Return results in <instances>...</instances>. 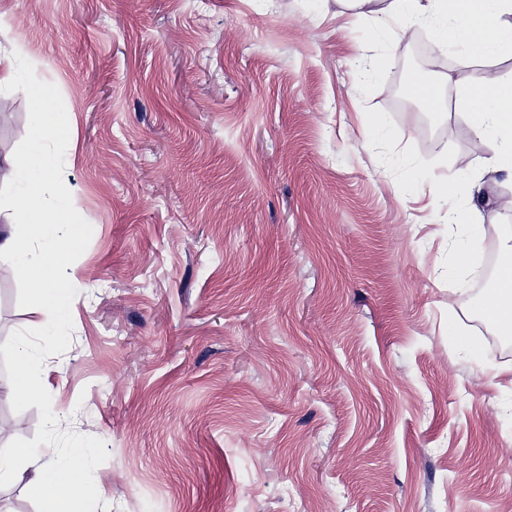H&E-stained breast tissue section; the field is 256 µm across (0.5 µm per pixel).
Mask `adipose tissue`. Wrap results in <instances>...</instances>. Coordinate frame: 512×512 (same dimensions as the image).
Instances as JSON below:
<instances>
[{"instance_id":"obj_1","label":"adipose tissue","mask_w":512,"mask_h":512,"mask_svg":"<svg viewBox=\"0 0 512 512\" xmlns=\"http://www.w3.org/2000/svg\"><path fill=\"white\" fill-rule=\"evenodd\" d=\"M356 7L375 15L415 20L432 18L434 38L439 44L456 40L466 46L472 59L490 62L512 53V0H354ZM454 20L448 31L446 20ZM455 106L473 119L475 134L491 141L494 152L484 161L487 173L504 174L512 181V81L483 75L457 85ZM10 175L18 188L10 206L17 219L0 233V256L14 258L15 271L29 286L34 310L47 323L67 325L75 306L74 278L64 260L80 236L69 206V182L55 172L53 162L42 152H33L22 165H11ZM52 191L53 205L44 202ZM502 260L496 284L480 306V319L501 335H512V225L499 228ZM14 376L8 386L17 398L37 402L47 395L38 381L41 362L18 338ZM82 449L68 456L41 461L37 457L0 452V482L26 479L28 489L39 496L41 512H86L79 490L87 478Z\"/></svg>"}]
</instances>
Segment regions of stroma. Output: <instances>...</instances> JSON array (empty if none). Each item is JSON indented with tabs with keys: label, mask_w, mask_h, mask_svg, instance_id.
Here are the masks:
<instances>
[{
	"label": "stroma",
	"mask_w": 512,
	"mask_h": 512,
	"mask_svg": "<svg viewBox=\"0 0 512 512\" xmlns=\"http://www.w3.org/2000/svg\"><path fill=\"white\" fill-rule=\"evenodd\" d=\"M415 28L338 0H0L83 226L60 338L0 285V362L25 337L50 397L0 387L6 448L90 449L88 512H512V343L472 313L512 213L441 197L491 146L454 107L460 45L425 74L439 111L410 102ZM0 109L23 163L26 86Z\"/></svg>",
	"instance_id": "stroma-1"
}]
</instances>
